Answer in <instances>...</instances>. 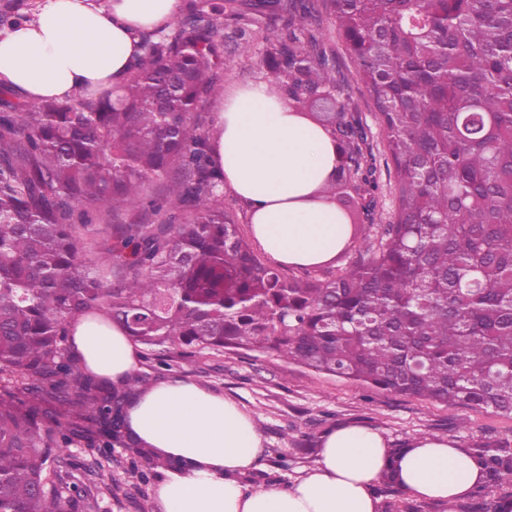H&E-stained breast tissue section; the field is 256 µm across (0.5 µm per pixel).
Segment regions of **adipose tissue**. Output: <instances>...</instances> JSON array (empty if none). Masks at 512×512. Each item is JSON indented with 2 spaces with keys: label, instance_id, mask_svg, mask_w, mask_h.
Here are the masks:
<instances>
[{
  "label": "adipose tissue",
  "instance_id": "obj_1",
  "mask_svg": "<svg viewBox=\"0 0 512 512\" xmlns=\"http://www.w3.org/2000/svg\"><path fill=\"white\" fill-rule=\"evenodd\" d=\"M179 8L180 0H43L32 21L0 33V85L28 102L119 90L143 35L170 25ZM215 105L213 157L225 188L244 202L257 245L285 267L332 262L349 234L323 192L339 164L330 129L296 112L265 81L227 91ZM70 344L82 367L102 379L118 384L138 370L125 329L101 318H78ZM128 425L141 443L181 463L158 476V512H379L373 488L391 443L373 428L327 431L306 476L251 490L241 478L262 437L253 417L223 396L167 377L139 395ZM397 469L401 487L423 500L452 502L482 482L466 449L441 436L410 439Z\"/></svg>",
  "mask_w": 512,
  "mask_h": 512
}]
</instances>
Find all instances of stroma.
Here are the masks:
<instances>
[{
	"mask_svg": "<svg viewBox=\"0 0 512 512\" xmlns=\"http://www.w3.org/2000/svg\"><path fill=\"white\" fill-rule=\"evenodd\" d=\"M321 33L342 71L353 80L352 98L374 146L380 189L373 221L390 223L395 210L394 168L384 152V133L376 108L357 82L358 65L347 53L331 18L323 19ZM265 49L266 41L259 35L247 53L236 45H227L225 88L268 79ZM167 360L172 375L223 395L255 418L263 452L256 467L244 478L245 484L252 487H285L303 478L317 464L321 435L345 424L379 430L395 445L426 434L453 439L463 448L488 440L512 445V417L478 406H446L373 389L313 372L270 352L227 350L204 356L188 366L181 361L179 349L173 348L168 351ZM128 468L123 449H114L111 460L98 467L87 449L73 447L68 451L65 470L68 482L85 486L97 499L93 512H147L152 506L154 484L131 477ZM107 478L122 486V494L113 497L107 493L103 485Z\"/></svg>",
	"mask_w": 512,
	"mask_h": 512,
	"instance_id": "35a3bbf8",
	"label": "stroma"
}]
</instances>
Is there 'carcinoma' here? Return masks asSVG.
Listing matches in <instances>:
<instances>
[{
  "label": "carcinoma",
  "mask_w": 512,
  "mask_h": 512,
  "mask_svg": "<svg viewBox=\"0 0 512 512\" xmlns=\"http://www.w3.org/2000/svg\"><path fill=\"white\" fill-rule=\"evenodd\" d=\"M357 60L395 168L390 224L347 211L346 268L289 275L224 209L201 102L223 91L224 40L270 35L271 86L328 127L327 189L377 205L375 155L351 85L315 33L321 11ZM14 0L0 30L20 23ZM108 222V239L91 237ZM100 314L151 359L273 351L316 373L512 417V0H192L143 38L116 98L20 102L0 88V512H78L63 449L128 453L145 481L161 459L129 431L139 375L82 371L71 324ZM484 479L447 512H512V447L470 448ZM386 512H421L394 467Z\"/></svg>",
  "instance_id": "carcinoma-1"
}]
</instances>
